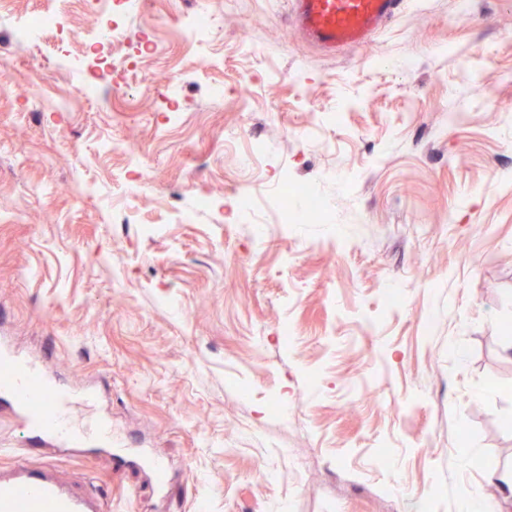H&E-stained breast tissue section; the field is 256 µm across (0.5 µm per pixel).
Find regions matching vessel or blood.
<instances>
[{
    "label": "vessel or blood",
    "instance_id": "1",
    "mask_svg": "<svg viewBox=\"0 0 512 512\" xmlns=\"http://www.w3.org/2000/svg\"><path fill=\"white\" fill-rule=\"evenodd\" d=\"M405 0H290L297 32L332 57L348 48L366 46L374 35L403 10ZM0 393L8 394L27 431L8 474L0 473V512H105L94 485L83 489L56 476L54 452L77 455L110 446L112 430L94 418L99 393L88 387L71 390L52 382L43 365L11 359L0 364ZM36 446L52 454L32 459Z\"/></svg>",
    "mask_w": 512,
    "mask_h": 512
}]
</instances>
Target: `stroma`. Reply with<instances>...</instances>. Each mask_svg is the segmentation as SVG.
<instances>
[{
    "mask_svg": "<svg viewBox=\"0 0 512 512\" xmlns=\"http://www.w3.org/2000/svg\"><path fill=\"white\" fill-rule=\"evenodd\" d=\"M56 4L83 55L96 19ZM40 6L0 0V336L97 384L116 438L57 453L61 472L109 512L494 500L512 473V0H407L333 58L288 0H144L130 35L156 51L126 44L137 74L93 101L75 90L97 69L13 42ZM201 11L214 66L183 28ZM298 185L328 211L281 223ZM143 450L168 461L164 490Z\"/></svg>",
    "mask_w": 512,
    "mask_h": 512,
    "instance_id": "35a3bbf8",
    "label": "stroma"
}]
</instances>
